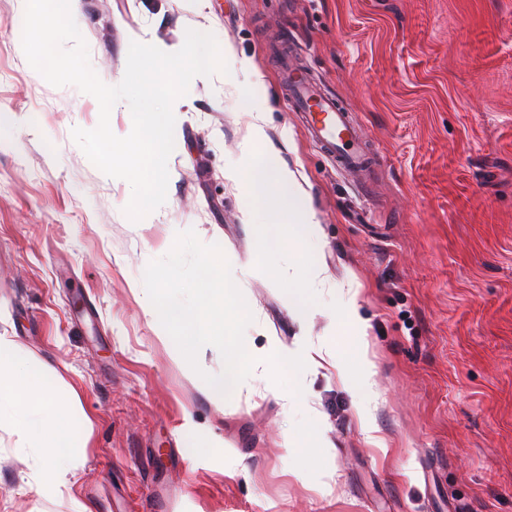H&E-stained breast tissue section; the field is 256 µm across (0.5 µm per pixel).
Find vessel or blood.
<instances>
[{
  "label": "vessel or blood",
  "mask_w": 512,
  "mask_h": 512,
  "mask_svg": "<svg viewBox=\"0 0 512 512\" xmlns=\"http://www.w3.org/2000/svg\"><path fill=\"white\" fill-rule=\"evenodd\" d=\"M285 90L294 111L300 112L311 138L333 158L338 168L365 174L370 158L364 150L366 134L350 113L313 83L305 72L284 59Z\"/></svg>",
  "instance_id": "b4317fda"
}]
</instances>
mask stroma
I'll use <instances>...</instances> for the list:
<instances>
[{"instance_id": "obj_1", "label": "stroma", "mask_w": 512, "mask_h": 512, "mask_svg": "<svg viewBox=\"0 0 512 512\" xmlns=\"http://www.w3.org/2000/svg\"><path fill=\"white\" fill-rule=\"evenodd\" d=\"M25 2L0 0V334L78 395L87 442L72 491L46 499L1 423L0 512H512V0H78L106 84L131 41L176 51L190 29L229 68L181 97L167 200L137 222L130 184L71 136L97 126V100L29 65ZM284 38L363 126L369 182L289 111L269 54ZM268 144L306 192L335 285L303 318L276 278L300 254L258 250L255 190L234 176ZM187 229L235 269L251 346L321 349L291 408L259 369L212 401L156 335L144 272ZM349 286L355 322L336 301ZM359 348L368 393L342 376ZM310 437L323 447L307 466Z\"/></svg>"}]
</instances>
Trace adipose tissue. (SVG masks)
<instances>
[{
  "mask_svg": "<svg viewBox=\"0 0 512 512\" xmlns=\"http://www.w3.org/2000/svg\"><path fill=\"white\" fill-rule=\"evenodd\" d=\"M242 178L265 189L260 207L247 216L248 224L256 229L259 251H273L270 224L278 220L287 221L289 241L305 248L296 270L282 281L289 307L306 315L312 294L330 285L326 269L310 252L319 238L315 213L304 193L296 189L293 173L281 166L274 148H267L261 163L248 167ZM76 405V399H64L54 392L48 370L34 366L11 337L0 335V420L9 421L23 447L36 455L34 489L42 497H57L71 487L72 450L85 438Z\"/></svg>",
  "mask_w": 512,
  "mask_h": 512,
  "instance_id": "adipose-tissue-1",
  "label": "adipose tissue"
}]
</instances>
